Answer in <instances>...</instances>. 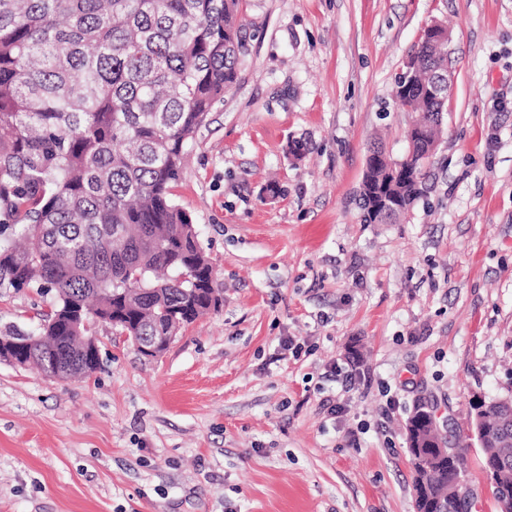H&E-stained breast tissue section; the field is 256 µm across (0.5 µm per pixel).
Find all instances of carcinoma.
<instances>
[{"instance_id":"obj_1","label":"carcinoma","mask_w":512,"mask_h":512,"mask_svg":"<svg viewBox=\"0 0 512 512\" xmlns=\"http://www.w3.org/2000/svg\"><path fill=\"white\" fill-rule=\"evenodd\" d=\"M239 0H0V291L52 295L39 327L11 336L71 343L68 313L162 336L221 302L192 216L173 199L187 146L237 82L245 44ZM430 31L398 77L419 119L397 176L367 168L366 224H387L425 191L448 92ZM485 424L512 431V408L483 402ZM417 512H461L449 483L466 449L409 445Z\"/></svg>"}]
</instances>
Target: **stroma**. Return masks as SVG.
Segmentation results:
<instances>
[{
  "mask_svg": "<svg viewBox=\"0 0 512 512\" xmlns=\"http://www.w3.org/2000/svg\"><path fill=\"white\" fill-rule=\"evenodd\" d=\"M239 11V79L173 189L223 303L156 359L97 324L85 378L0 362V512H416L422 399L468 445L465 512H498L470 404L512 394V0ZM435 21L451 89L425 197L363 223L369 148L404 155L395 81ZM49 303L0 293V329Z\"/></svg>",
  "mask_w": 512,
  "mask_h": 512,
  "instance_id": "obj_1",
  "label": "stroma"
}]
</instances>
